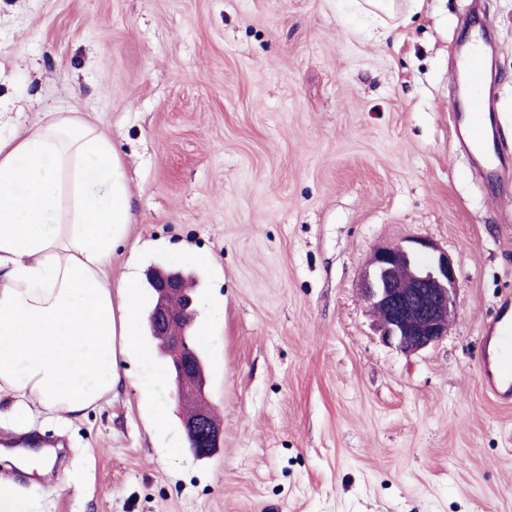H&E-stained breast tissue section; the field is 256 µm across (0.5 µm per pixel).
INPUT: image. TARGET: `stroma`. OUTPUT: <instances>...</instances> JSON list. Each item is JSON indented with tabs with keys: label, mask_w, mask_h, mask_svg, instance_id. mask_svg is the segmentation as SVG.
I'll list each match as a JSON object with an SVG mask.
<instances>
[{
	"label": "stroma",
	"mask_w": 512,
	"mask_h": 512,
	"mask_svg": "<svg viewBox=\"0 0 512 512\" xmlns=\"http://www.w3.org/2000/svg\"><path fill=\"white\" fill-rule=\"evenodd\" d=\"M470 0H423L389 37L352 0H0V132L78 112L126 169L132 222L112 280L177 265L217 448L188 449L118 359L110 398L71 423L54 476L0 474L25 512H512V405L479 371L512 294V180L498 196L456 147L452 72ZM488 96L512 155V0H484ZM409 236L458 275L447 337L383 343L360 291L370 251Z\"/></svg>",
	"instance_id": "obj_1"
}]
</instances>
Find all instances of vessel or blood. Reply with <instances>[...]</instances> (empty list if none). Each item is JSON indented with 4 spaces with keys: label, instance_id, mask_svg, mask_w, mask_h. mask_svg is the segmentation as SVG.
Wrapping results in <instances>:
<instances>
[{
    "label": "vessel or blood",
    "instance_id": "vessel-or-blood-1",
    "mask_svg": "<svg viewBox=\"0 0 512 512\" xmlns=\"http://www.w3.org/2000/svg\"><path fill=\"white\" fill-rule=\"evenodd\" d=\"M468 109L455 113L453 126L461 147L482 171L488 185L512 176V159L496 146L491 131L494 113L482 95L484 70L480 52H468ZM479 366L486 390L499 402H512V297L503 296L483 329Z\"/></svg>",
    "mask_w": 512,
    "mask_h": 512
}]
</instances>
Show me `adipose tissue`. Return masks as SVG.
Wrapping results in <instances>:
<instances>
[{"label": "adipose tissue", "instance_id": "ef3b65f1", "mask_svg": "<svg viewBox=\"0 0 512 512\" xmlns=\"http://www.w3.org/2000/svg\"><path fill=\"white\" fill-rule=\"evenodd\" d=\"M129 193L110 139L57 112L0 135V404L61 423L108 398L139 351L138 283L110 285Z\"/></svg>", "mask_w": 512, "mask_h": 512}]
</instances>
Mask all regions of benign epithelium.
<instances>
[{
    "instance_id": "benign-epithelium-1",
    "label": "benign epithelium",
    "mask_w": 512,
    "mask_h": 512,
    "mask_svg": "<svg viewBox=\"0 0 512 512\" xmlns=\"http://www.w3.org/2000/svg\"><path fill=\"white\" fill-rule=\"evenodd\" d=\"M187 273L155 270L147 277L154 303L150 335L164 344L175 361L167 366L176 403L196 399L193 415L182 420L189 448L204 455L216 447L219 429L204 401L206 379L199 375L194 351L184 330L194 326V296L183 288ZM458 279L454 261L436 243L405 237L374 248L361 276V291L374 317V330L383 342L411 354L448 336L456 311Z\"/></svg>"
}]
</instances>
